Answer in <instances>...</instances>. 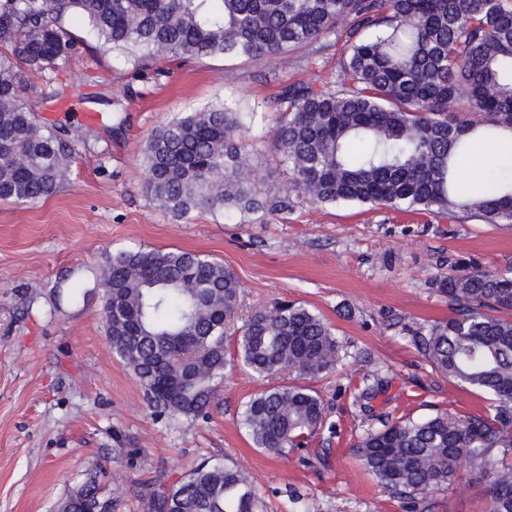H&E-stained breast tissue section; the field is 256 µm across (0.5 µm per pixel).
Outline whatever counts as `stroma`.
Segmentation results:
<instances>
[{"label":"stroma","mask_w":512,"mask_h":512,"mask_svg":"<svg viewBox=\"0 0 512 512\" xmlns=\"http://www.w3.org/2000/svg\"><path fill=\"white\" fill-rule=\"evenodd\" d=\"M346 30L316 48L264 60L213 56L141 67L88 42L54 72L43 121L84 138L66 188L36 206L0 202V512H58L91 483L113 512H143L203 461L243 466L262 512H403L358 462L368 431L401 416L485 412L488 402L431 367L415 330L451 313L439 277L512 273V224L357 204L293 199L285 213L195 212L177 219L141 188L143 147L166 122L224 101L255 113L250 151L268 184H289L269 147L284 86L334 84L350 51ZM139 248L212 255L239 283V319L280 300L303 303L334 329L340 359L311 385L327 419L305 457L255 448L241 407L260 388L228 373L208 417L159 415L105 336L97 272ZM83 295L70 296L71 286ZM374 388L364 398L365 388ZM304 499L292 503L289 488ZM477 483L431 497L429 512H484Z\"/></svg>","instance_id":"obj_1"}]
</instances>
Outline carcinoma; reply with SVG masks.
<instances>
[{"label":"carcinoma","mask_w":512,"mask_h":512,"mask_svg":"<svg viewBox=\"0 0 512 512\" xmlns=\"http://www.w3.org/2000/svg\"><path fill=\"white\" fill-rule=\"evenodd\" d=\"M144 64L161 58L244 56L279 61L348 27L337 87L291 83L275 111L273 144L291 175L265 190L245 151L244 114L225 104L157 128L144 146L143 192L176 218L195 211L284 212L290 194L313 203L512 223V174L473 196L461 166L475 139L512 134V0H0V201L32 205L67 182L75 138L39 116L55 96L49 73L85 41L69 26ZM39 75L42 87L31 77ZM98 286L113 353L159 414L204 417L228 366L227 330L239 306L232 270L208 255L137 249L107 257ZM452 314L415 333L431 366L489 396L488 413L399 417L366 433L354 455L406 512L462 480L483 484L486 512H512V276L436 280ZM237 359L262 389L240 426L253 444L288 455L324 424L307 382L338 360L328 323L297 302L255 310L238 328ZM293 381L280 383L284 375ZM235 463H204L145 512H260ZM59 512H112L91 485Z\"/></svg>","instance_id":"obj_1"}]
</instances>
